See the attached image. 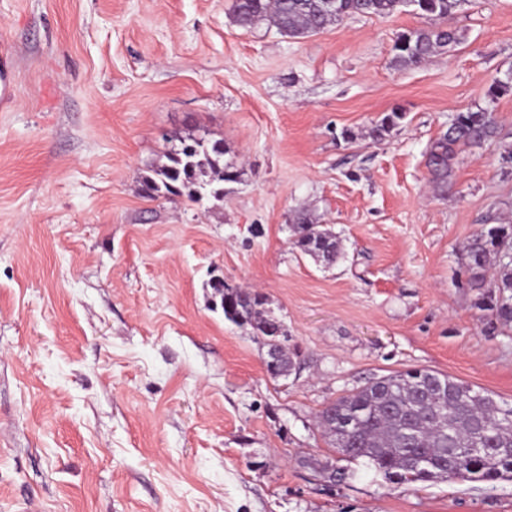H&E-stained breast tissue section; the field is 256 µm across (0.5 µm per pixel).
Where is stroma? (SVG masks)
<instances>
[{"label": "stroma", "instance_id": "obj_1", "mask_svg": "<svg viewBox=\"0 0 512 512\" xmlns=\"http://www.w3.org/2000/svg\"><path fill=\"white\" fill-rule=\"evenodd\" d=\"M233 0H0V512H512V481L341 484L317 412L424 368L512 400V328L479 309L462 246L512 220V0H463L453 49L392 63L424 17L352 16L304 38ZM493 111L448 196L425 165L449 116ZM403 112L382 142L364 135ZM355 137L345 140L344 130ZM224 145L223 201L141 190L167 140ZM336 235L325 264L298 214ZM251 288L288 331L275 379L209 283ZM292 245L302 253L323 262H333L341 254V247L335 235L328 229H321L309 216L299 214L293 225Z\"/></svg>", "mask_w": 512, "mask_h": 512}]
</instances>
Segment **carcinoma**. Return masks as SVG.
Wrapping results in <instances>:
<instances>
[{"label": "carcinoma", "mask_w": 512, "mask_h": 512, "mask_svg": "<svg viewBox=\"0 0 512 512\" xmlns=\"http://www.w3.org/2000/svg\"><path fill=\"white\" fill-rule=\"evenodd\" d=\"M462 0H234L237 22L253 27L272 22L280 32L299 37L317 33L332 23L360 15L386 17L412 7L428 23L399 33L392 46V63L400 69L416 68L458 42L449 18ZM512 95V72L495 80L487 96L497 100ZM404 118V113L384 114L368 128L379 142ZM500 136L493 112L487 109L458 112L447 130L433 140L426 152L430 183L441 196L454 184L457 157L464 148H479ZM196 150L186 152V142L166 153L169 164L143 179L149 198L187 196L199 202L210 194L224 195L222 182H233L238 171L224 162V150L216 142L207 147L193 141ZM292 245L323 262L341 254L335 235L300 214L293 225ZM512 223L497 221L468 241L463 256L472 288H485L479 308L494 313L503 325L512 323ZM495 273L487 278L490 264ZM224 318L255 336H268L275 319L264 309L261 295L224 288L219 290ZM413 370L381 376L328 403L317 413L327 445L339 459L363 462L398 485L416 482L512 481V402L497 401L483 389L449 375L433 373L448 388V401L435 397L423 401L418 389L423 375ZM471 448L490 452L474 456Z\"/></svg>", "instance_id": "1"}]
</instances>
